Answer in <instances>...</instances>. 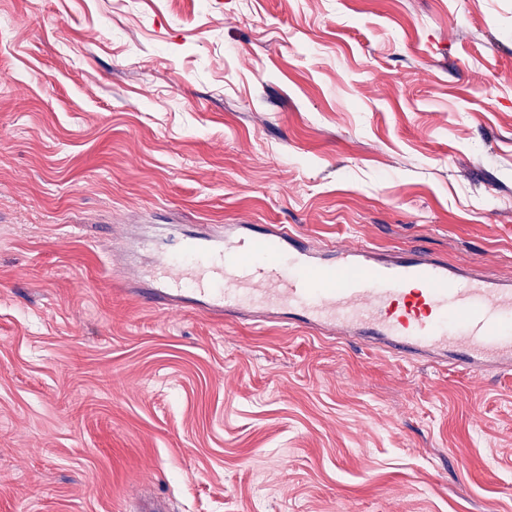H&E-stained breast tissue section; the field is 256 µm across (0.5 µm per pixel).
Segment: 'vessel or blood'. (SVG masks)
<instances>
[{
  "instance_id": "b4317fda",
  "label": "vessel or blood",
  "mask_w": 512,
  "mask_h": 512,
  "mask_svg": "<svg viewBox=\"0 0 512 512\" xmlns=\"http://www.w3.org/2000/svg\"><path fill=\"white\" fill-rule=\"evenodd\" d=\"M147 277L141 299L154 307L248 315L474 378L512 376V281L415 247L322 250L283 224H228L162 252Z\"/></svg>"
}]
</instances>
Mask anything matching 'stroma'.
Here are the masks:
<instances>
[{
	"label": "stroma",
	"instance_id": "stroma-1",
	"mask_svg": "<svg viewBox=\"0 0 512 512\" xmlns=\"http://www.w3.org/2000/svg\"><path fill=\"white\" fill-rule=\"evenodd\" d=\"M227 224L512 279V0H0V512H512V377L132 294Z\"/></svg>",
	"mask_w": 512,
	"mask_h": 512
}]
</instances>
